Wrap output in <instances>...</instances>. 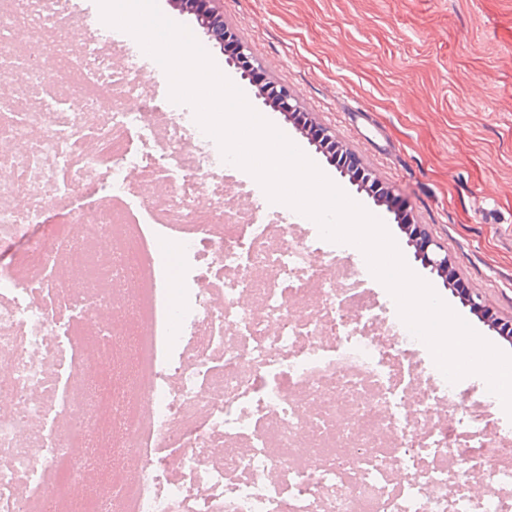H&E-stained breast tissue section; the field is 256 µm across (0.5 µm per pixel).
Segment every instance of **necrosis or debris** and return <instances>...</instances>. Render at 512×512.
I'll list each match as a JSON object with an SVG mask.
<instances>
[{"label": "necrosis or debris", "mask_w": 512, "mask_h": 512, "mask_svg": "<svg viewBox=\"0 0 512 512\" xmlns=\"http://www.w3.org/2000/svg\"><path fill=\"white\" fill-rule=\"evenodd\" d=\"M64 24L41 0H0V78L23 79L0 96V512H128L131 483L135 512H512V437L418 365L303 215L262 218L245 183L228 205L219 145L192 113L149 121L144 69L112 61L109 26L86 19L97 37L76 49L15 47ZM137 177L154 192L135 196ZM118 224L147 225L149 251L115 243ZM446 406L462 418H438ZM461 459L486 493H449Z\"/></svg>", "instance_id": "obj_1"}]
</instances>
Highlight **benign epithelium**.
<instances>
[{"mask_svg": "<svg viewBox=\"0 0 512 512\" xmlns=\"http://www.w3.org/2000/svg\"><path fill=\"white\" fill-rule=\"evenodd\" d=\"M218 2L220 0H183L186 8L195 14L200 27L209 35L222 40L225 38L224 14L217 6ZM229 64L239 70L241 76L248 80L252 79L253 73L258 70V67L252 62V56L248 54V48L242 44L238 45L236 55L230 57ZM262 95L276 111L293 121L317 148L324 150L328 145L336 144L335 137L328 129L314 124L304 113L298 111L287 88L266 85L262 88ZM337 168L342 175L349 177L350 181L362 190L375 182L372 172L356 163L350 167L339 164ZM379 203L386 206L389 212L398 216V222L407 234L409 243L414 247L415 258L420 261L421 265L448 282V287L452 288L461 297L464 304L470 306L473 311L485 312L486 307L480 296L465 288L457 278L445 247L417 230V225L411 223L405 206L396 200L393 194L387 191L381 192Z\"/></svg>", "mask_w": 512, "mask_h": 512, "instance_id": "benign-epithelium-1", "label": "benign epithelium"}]
</instances>
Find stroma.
Instances as JSON below:
<instances>
[{"label": "stroma", "mask_w": 512, "mask_h": 512, "mask_svg": "<svg viewBox=\"0 0 512 512\" xmlns=\"http://www.w3.org/2000/svg\"><path fill=\"white\" fill-rule=\"evenodd\" d=\"M224 28L266 83L333 130L414 221L448 250L466 286L512 319V0H221ZM182 19L249 104L286 136L297 128L225 61L224 46ZM300 150L377 216L407 265L479 335L512 340L414 257L393 213L342 177L308 140Z\"/></svg>", "instance_id": "35a3bbf8"}]
</instances>
